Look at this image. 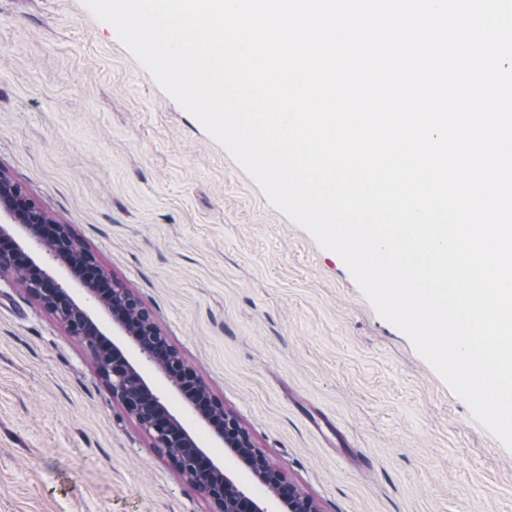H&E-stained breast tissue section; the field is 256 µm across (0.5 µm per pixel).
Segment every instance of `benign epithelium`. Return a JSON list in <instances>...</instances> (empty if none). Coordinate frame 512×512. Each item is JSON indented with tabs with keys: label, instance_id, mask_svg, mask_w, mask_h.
<instances>
[{
	"label": "benign epithelium",
	"instance_id": "obj_1",
	"mask_svg": "<svg viewBox=\"0 0 512 512\" xmlns=\"http://www.w3.org/2000/svg\"><path fill=\"white\" fill-rule=\"evenodd\" d=\"M0 211L21 224L24 232L23 237L17 239L9 227H0V271H24L28 291L57 316L71 335H76V331L84 326L95 330V337L87 347L100 374L111 388L113 397L136 418L153 439L155 447L174 449V453L167 454L169 461L206 494L214 506L213 512H268L233 485L145 381L141 367L158 364L166 378L180 391H185V380L198 388H206L203 378L185 367L151 314L140 307L133 294L118 282L112 280L110 285L101 287L107 275L95 256L72 240L66 225L52 219L1 169ZM51 238L61 242V252L52 255V259L67 269L68 277L64 280L39 266L27 252L29 248H43L45 241ZM78 294L102 305L112 314L113 322L132 339L135 358H127L115 342L104 336L90 313L75 301L74 296ZM135 307L139 308L140 325L133 328L129 311ZM214 405L224 424L217 425L207 416L204 420L215 437L232 449L253 477L270 491L288 496V512H319L311 498L268 465L238 421L219 402Z\"/></svg>",
	"mask_w": 512,
	"mask_h": 512
}]
</instances>
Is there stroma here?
Returning <instances> with one entry per match:
<instances>
[{
    "instance_id": "1",
    "label": "stroma",
    "mask_w": 512,
    "mask_h": 512,
    "mask_svg": "<svg viewBox=\"0 0 512 512\" xmlns=\"http://www.w3.org/2000/svg\"><path fill=\"white\" fill-rule=\"evenodd\" d=\"M0 167L320 512H512V448L82 0H0ZM142 374L240 490L286 512L160 369ZM0 512H213L10 269Z\"/></svg>"
}]
</instances>
